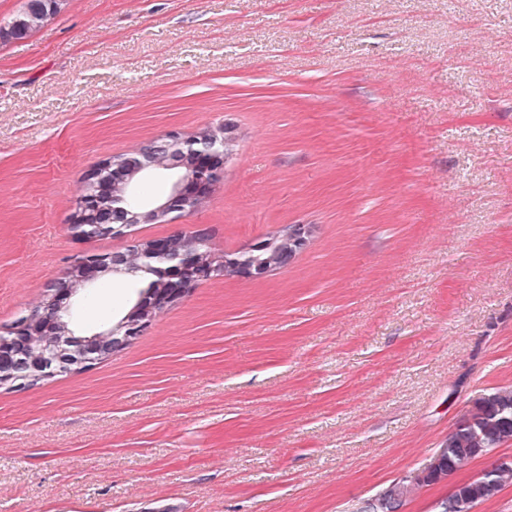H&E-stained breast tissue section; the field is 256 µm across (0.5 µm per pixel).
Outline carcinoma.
Listing matches in <instances>:
<instances>
[{"mask_svg":"<svg viewBox=\"0 0 512 512\" xmlns=\"http://www.w3.org/2000/svg\"><path fill=\"white\" fill-rule=\"evenodd\" d=\"M62 0H28L26 8L15 17L17 29L0 31V37L22 39L54 17L61 9ZM194 164L192 156L178 153L163 140L147 142L137 152L111 158L104 175L112 177L106 192L100 195V209L94 216L86 217L89 222H111L113 224H158L166 220L158 207L146 208L139 198L130 192V187L142 177L143 166L164 172L171 168L181 174L188 172ZM313 224H290L266 235L260 241L250 244L235 253L242 264L262 270H276L287 266L303 252L315 236ZM208 230L197 228L174 238L172 255L193 250L199 260L212 269V276L225 275V262L210 251ZM129 263L116 264L112 270L140 277L139 299L129 301L127 308L108 323L98 328L85 327L73 320L56 324L49 333L42 336H22L14 342L15 350L22 353L26 363L21 369L9 363L0 366V387L21 391L47 380L40 364L41 357L59 338L69 337L81 340L82 349L109 358L117 350L130 346L127 341V326L132 323L151 324L157 316L148 309L152 298L176 290L171 281L162 278L155 270L137 267L135 253L128 254ZM512 441V388H498L480 394L473 400L467 414L459 421L441 444V456L435 468L424 475L411 489L397 482L391 483L375 499L371 512H400L408 498L418 489L436 484L443 477H449L468 466L476 458L492 449ZM497 486L487 484L488 472L475 479L456 486L451 496L445 498L440 512H469L475 504L493 497L503 483L512 480V462L492 469Z\"/></svg>","mask_w":512,"mask_h":512,"instance_id":"carcinoma-1","label":"carcinoma"}]
</instances>
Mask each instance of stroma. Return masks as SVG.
<instances>
[{"mask_svg": "<svg viewBox=\"0 0 512 512\" xmlns=\"http://www.w3.org/2000/svg\"><path fill=\"white\" fill-rule=\"evenodd\" d=\"M228 121L214 191L135 238L315 241L199 283L89 371L0 388V512H359L512 386V0H63L0 39V336L77 256L126 248L70 236L87 170ZM313 224H291L266 235L233 254L242 264L262 270H276L287 266L303 252L315 236Z\"/></svg>", "mask_w": 512, "mask_h": 512, "instance_id": "obj_1", "label": "stroma"}]
</instances>
